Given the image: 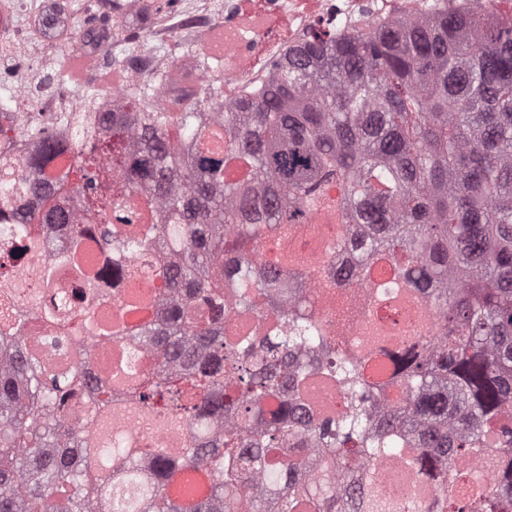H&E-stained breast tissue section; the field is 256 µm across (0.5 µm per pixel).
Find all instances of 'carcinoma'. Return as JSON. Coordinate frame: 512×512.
<instances>
[{"instance_id": "1", "label": "carcinoma", "mask_w": 512, "mask_h": 512, "mask_svg": "<svg viewBox=\"0 0 512 512\" xmlns=\"http://www.w3.org/2000/svg\"><path fill=\"white\" fill-rule=\"evenodd\" d=\"M368 27L313 28L265 79L211 112H23L26 184L0 173V252L91 301L157 250L156 316L111 332L65 304L0 320V512H512V6L455 0ZM243 164L232 179L228 163ZM81 196L92 224L63 206ZM336 209L320 271L363 287L386 261L356 348L331 335L314 270L267 258L266 234ZM76 346L53 365L31 320ZM128 388L103 380V340ZM349 399L337 409L332 396ZM76 395L97 424H69ZM172 452L129 448L112 413L157 412ZM207 489L177 484L195 472ZM136 484L133 504L112 496ZM192 498L187 508L184 499Z\"/></svg>"}]
</instances>
